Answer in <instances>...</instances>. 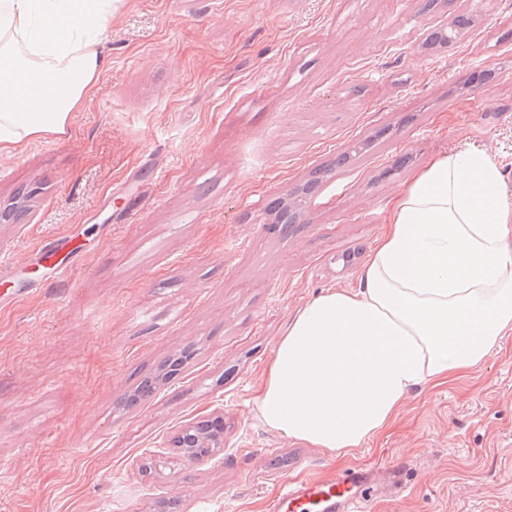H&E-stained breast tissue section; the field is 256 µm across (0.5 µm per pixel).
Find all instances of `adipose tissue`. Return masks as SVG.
I'll list each match as a JSON object with an SVG mask.
<instances>
[{
  "mask_svg": "<svg viewBox=\"0 0 512 512\" xmlns=\"http://www.w3.org/2000/svg\"><path fill=\"white\" fill-rule=\"evenodd\" d=\"M112 0H0V154L66 131L95 85ZM487 151L451 150L397 199L352 290L304 305L255 400L280 436L347 455L412 391L512 334V207Z\"/></svg>",
  "mask_w": 512,
  "mask_h": 512,
  "instance_id": "obj_1",
  "label": "adipose tissue"
}]
</instances>
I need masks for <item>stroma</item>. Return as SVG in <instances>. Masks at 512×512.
<instances>
[{"label": "stroma", "mask_w": 512, "mask_h": 512, "mask_svg": "<svg viewBox=\"0 0 512 512\" xmlns=\"http://www.w3.org/2000/svg\"><path fill=\"white\" fill-rule=\"evenodd\" d=\"M99 48L65 133L0 155V205L28 195L0 223V512H269L287 481L386 465L405 488L369 512H512V335L349 456L254 407L297 309L357 287L435 158L486 150L512 205V0H114ZM60 236L63 276L36 255ZM215 416L223 456L183 460ZM173 447L190 462L219 457L224 453V429L210 420L191 422L179 430Z\"/></svg>", "instance_id": "35a3bbf8"}]
</instances>
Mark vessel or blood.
<instances>
[{
    "label": "vessel or blood",
    "instance_id": "b4317fda",
    "mask_svg": "<svg viewBox=\"0 0 512 512\" xmlns=\"http://www.w3.org/2000/svg\"><path fill=\"white\" fill-rule=\"evenodd\" d=\"M403 470L388 468L384 476L365 470H350L336 480L323 482L309 478L285 485L271 512H365L382 479L398 484Z\"/></svg>",
    "mask_w": 512,
    "mask_h": 512
}]
</instances>
